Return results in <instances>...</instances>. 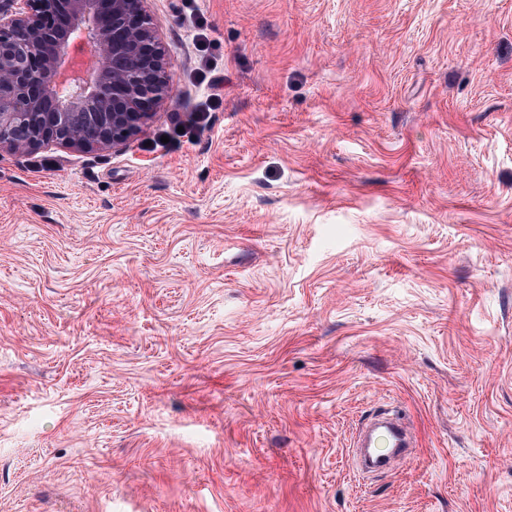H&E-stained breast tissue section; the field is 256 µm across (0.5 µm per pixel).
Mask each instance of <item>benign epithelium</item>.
Returning <instances> with one entry per match:
<instances>
[{"instance_id":"obj_1","label":"benign epithelium","mask_w":512,"mask_h":512,"mask_svg":"<svg viewBox=\"0 0 512 512\" xmlns=\"http://www.w3.org/2000/svg\"><path fill=\"white\" fill-rule=\"evenodd\" d=\"M145 0H0V150L124 146L172 98Z\"/></svg>"}]
</instances>
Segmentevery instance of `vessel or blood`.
<instances>
[{
    "instance_id": "vessel-or-blood-1",
    "label": "vessel or blood",
    "mask_w": 512,
    "mask_h": 512,
    "mask_svg": "<svg viewBox=\"0 0 512 512\" xmlns=\"http://www.w3.org/2000/svg\"><path fill=\"white\" fill-rule=\"evenodd\" d=\"M385 440L388 451L376 449L378 440ZM413 446L404 417L396 411H383L360 427L353 438L354 467L360 473H383L396 461L407 456Z\"/></svg>"
}]
</instances>
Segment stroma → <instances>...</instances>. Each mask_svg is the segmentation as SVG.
I'll return each mask as SVG.
<instances>
[{
	"instance_id": "1",
	"label": "stroma",
	"mask_w": 512,
	"mask_h": 512,
	"mask_svg": "<svg viewBox=\"0 0 512 512\" xmlns=\"http://www.w3.org/2000/svg\"><path fill=\"white\" fill-rule=\"evenodd\" d=\"M146 8L140 133L0 151V512H512V0ZM222 101L218 94H213L207 99L203 105L188 107L184 112H188V119L183 123V132L185 134L192 133L194 130L201 128L207 121V112L215 110L221 105ZM379 439L387 441L390 450H375ZM353 460L359 473H383L393 468L413 448L411 433L404 417L397 411H382L360 427L353 437Z\"/></svg>"
}]
</instances>
